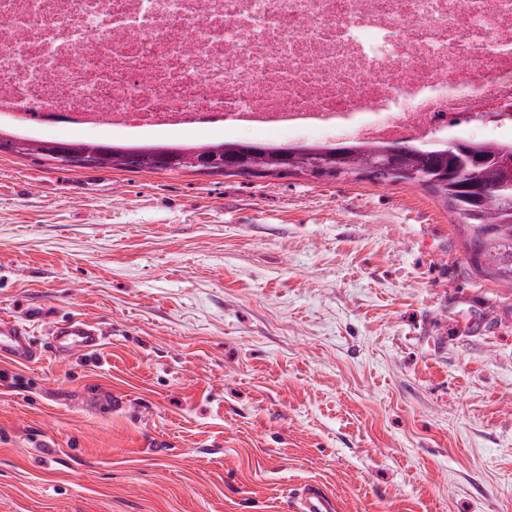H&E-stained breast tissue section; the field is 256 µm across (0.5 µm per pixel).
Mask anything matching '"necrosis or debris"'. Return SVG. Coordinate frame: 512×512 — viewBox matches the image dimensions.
<instances>
[{
    "instance_id": "1",
    "label": "necrosis or debris",
    "mask_w": 512,
    "mask_h": 512,
    "mask_svg": "<svg viewBox=\"0 0 512 512\" xmlns=\"http://www.w3.org/2000/svg\"><path fill=\"white\" fill-rule=\"evenodd\" d=\"M50 94L47 110L29 109ZM512 0H0V130L109 120L290 145L512 147Z\"/></svg>"
}]
</instances>
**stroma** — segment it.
<instances>
[{"mask_svg":"<svg viewBox=\"0 0 512 512\" xmlns=\"http://www.w3.org/2000/svg\"><path fill=\"white\" fill-rule=\"evenodd\" d=\"M0 512H512V285L418 185L0 153ZM102 330L85 318L76 317L54 325L43 347L31 336L25 324L12 319L0 318V356L19 363H31L50 352L60 359L71 358L78 353H96L103 343ZM301 512H337L336 498L327 489L310 485L304 492Z\"/></svg>","mask_w":512,"mask_h":512,"instance_id":"35a3bbf8","label":"stroma"}]
</instances>
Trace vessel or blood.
Listing matches in <instances>:
<instances>
[{"label": "vessel or blood", "instance_id": "obj_1", "mask_svg": "<svg viewBox=\"0 0 512 512\" xmlns=\"http://www.w3.org/2000/svg\"><path fill=\"white\" fill-rule=\"evenodd\" d=\"M103 343L102 330L92 322L76 317L54 325L45 345H38L28 326L0 318V356L19 363H31L43 352L66 359L76 354L99 351ZM301 512H338L336 499L327 489L309 486L302 497Z\"/></svg>", "mask_w": 512, "mask_h": 512}]
</instances>
